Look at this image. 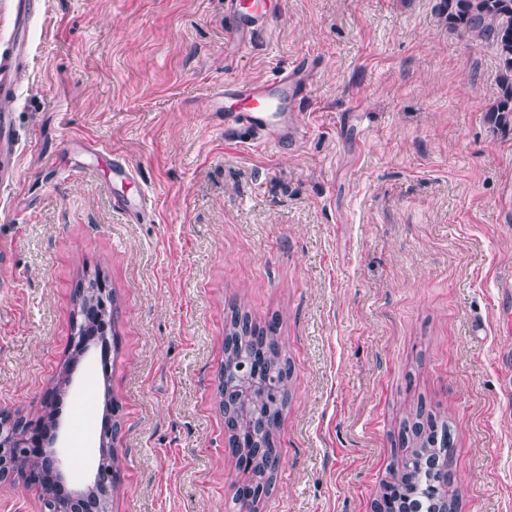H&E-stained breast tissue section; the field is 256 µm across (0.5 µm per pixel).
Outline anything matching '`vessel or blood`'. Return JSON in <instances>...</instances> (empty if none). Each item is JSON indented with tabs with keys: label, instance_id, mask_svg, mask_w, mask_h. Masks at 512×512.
I'll use <instances>...</instances> for the list:
<instances>
[{
	"label": "vessel or blood",
	"instance_id": "b4317fda",
	"mask_svg": "<svg viewBox=\"0 0 512 512\" xmlns=\"http://www.w3.org/2000/svg\"><path fill=\"white\" fill-rule=\"evenodd\" d=\"M13 2L15 37L11 49L0 52V93L5 95L16 92L19 57L27 48L25 36L39 5V0ZM224 10L235 19L225 39L240 52L247 49L257 31L275 18L267 0H224ZM312 72V66L298 65L282 71L270 82L225 81L213 96V109L223 113L225 125L245 127L256 135L258 143L279 148L281 140L274 129L289 121Z\"/></svg>",
	"mask_w": 512,
	"mask_h": 512
}]
</instances>
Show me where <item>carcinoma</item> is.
<instances>
[{"instance_id":"1","label":"carcinoma","mask_w":512,"mask_h":512,"mask_svg":"<svg viewBox=\"0 0 512 512\" xmlns=\"http://www.w3.org/2000/svg\"><path fill=\"white\" fill-rule=\"evenodd\" d=\"M443 14L448 28L493 50L498 61V100L490 108L494 122L507 128L512 125V0H443ZM78 293L79 321L75 327L84 332L87 322L83 311L86 301L95 298L100 289L99 279L91 277ZM224 367L219 377V393L231 399L224 407L228 432L225 452L244 463L249 469V483L273 485L277 469L270 459L280 456L278 431L289 397L291 366L282 356L278 323L270 320L256 325L240 309L232 311L224 327ZM270 379V385L254 393L247 405L232 398L241 383L243 366ZM247 424L255 444L264 448L260 454L254 448L238 446V426ZM402 454L393 460L390 472L404 477L402 495L394 508L406 507L419 485L428 479L420 460L437 457L452 467L455 448L451 442L448 417L436 415L423 419L422 407L406 409L399 427Z\"/></svg>"}]
</instances>
